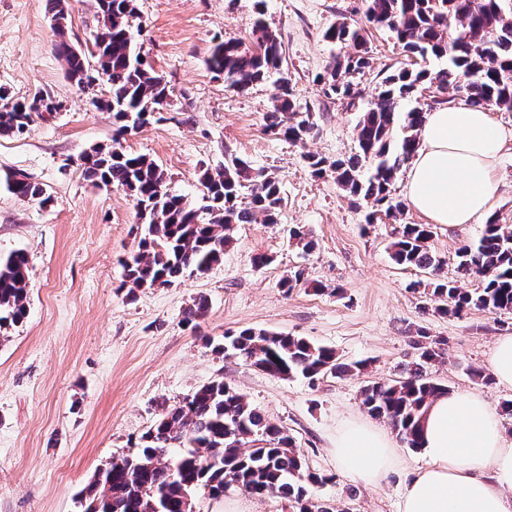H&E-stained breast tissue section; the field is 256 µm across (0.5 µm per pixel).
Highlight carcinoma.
<instances>
[{"instance_id": "carcinoma-1", "label": "carcinoma", "mask_w": 512, "mask_h": 512, "mask_svg": "<svg viewBox=\"0 0 512 512\" xmlns=\"http://www.w3.org/2000/svg\"><path fill=\"white\" fill-rule=\"evenodd\" d=\"M57 22L55 53L67 65V78L86 87L102 76L107 94L95 100L112 113V145L85 152L84 179L96 186L123 190L136 202L141 236L137 250L123 263L120 287L127 294L172 286L188 274H204L220 263L238 224L278 223L284 205L277 178L233 154L224 165L203 171L199 182L205 205L198 206L167 187V173L145 154L126 151L121 139L162 119V105L172 90L163 75L141 58L131 34L135 0H96L102 40L95 51L76 55L69 50L67 0H46ZM366 20L400 45L411 63L386 75L374 99L364 100L355 76L369 68V29L342 20L324 38L354 53L339 54L319 76L325 94L346 101L354 111L357 152L328 161L304 156L312 175L330 171L336 185L354 200L372 204L375 215H403L405 205L392 194L401 168L420 146L426 112L460 99L469 105L512 111V6L507 0H364ZM284 49L278 35L260 17L249 41L213 39L206 66L224 85L245 91L280 71ZM441 61L438 69L427 60ZM63 109L62 101L43 90L15 99L0 89V134L22 135L33 116ZM266 128L297 143L314 129L310 113L300 115L288 79L280 80ZM0 182L19 199L41 205L52 201L46 187L22 173L7 172ZM249 191V201L240 200ZM429 224H404L390 242L392 259L406 268L439 272L442 260L433 255ZM291 237L304 253L316 249L305 227ZM453 260L461 277L477 276L483 287L471 292L454 282L436 281L431 289L435 310L461 317L472 309L512 313V225L489 218L482 235L461 246ZM29 260L26 252L0 256V327L21 322L27 314ZM207 301L200 297L183 311L193 327L204 317ZM417 359L390 382H370L361 390L367 413L385 420L410 448L421 449V422L431 400L448 394L428 368L442 357L438 340L415 341ZM211 351L228 350L273 376L315 380L328 374L363 371L365 364H347L330 348L300 336L265 329L243 328L224 335V342H207ZM333 476L311 472L295 438L260 408L222 380L195 389L182 402L165 406L143 433L136 450L98 470L79 492L83 512H184V500L199 488L213 498L236 487L258 497L285 500L296 512H332L314 499L310 488Z\"/></svg>"}]
</instances>
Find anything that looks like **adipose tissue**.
<instances>
[{
  "instance_id": "ef3b65f1",
  "label": "adipose tissue",
  "mask_w": 512,
  "mask_h": 512,
  "mask_svg": "<svg viewBox=\"0 0 512 512\" xmlns=\"http://www.w3.org/2000/svg\"><path fill=\"white\" fill-rule=\"evenodd\" d=\"M421 146L404 182L409 203L431 223L456 227L486 216L497 190L493 179L505 141L490 112L462 102L426 115ZM424 463L401 496L400 512H512V437L478 394L451 392L436 399L424 421ZM337 469L375 485L394 468L392 441L365 421L336 431Z\"/></svg>"
}]
</instances>
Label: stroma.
<instances>
[{"mask_svg": "<svg viewBox=\"0 0 512 512\" xmlns=\"http://www.w3.org/2000/svg\"><path fill=\"white\" fill-rule=\"evenodd\" d=\"M259 10L283 42V75L298 108L315 118V134L301 143L265 129L275 79L239 92L204 63L214 37L248 40ZM342 17L363 21L362 0H136L135 41L173 93L163 120L127 135L124 148L153 158L171 191L197 201L202 170L235 154L277 177L284 207L278 223L237 225L223 260L205 275L130 296L120 283L122 263L138 242L134 201L89 184L78 166L90 147L112 142L111 114L92 104L106 88L81 89L67 79L45 0H0V87L15 98L45 88L64 105L35 118L26 134L0 137V174L29 175L54 197L43 208L0 185V255L22 249L30 265L27 316L0 334V512H81L78 491L99 468L132 452L162 404H178L218 378L287 428L311 470L334 475L312 495L337 512H398L422 460L421 451L397 443L396 467L371 487L338 474L330 453L342 423L368 418L360 396L365 381L398 378L416 356L418 336L444 341L431 373L449 391L480 394L498 410L512 401V392L470 375L488 371L495 338L512 334V314L436 312L412 287L428 281V272L398 266L388 249L400 224H422L425 216L408 207L401 220L382 215L366 223L367 205L354 204L331 175L312 176L304 163L307 153L333 160L357 150L355 114L317 80L337 53L323 34ZM369 48L371 68L359 80L368 100L384 72L404 59L382 30H372ZM494 115L511 141L494 171L490 213L512 224V111ZM298 224L318 243L311 254L289 238ZM433 231L439 276L456 280L453 256L482 227L437 224ZM256 253L272 263L254 267ZM295 266L306 282L284 290L281 279ZM199 297L207 312L193 328L182 313ZM244 327L301 336L367 368L313 382L283 379L206 348V340ZM194 503L196 512H291L279 498L238 488L217 499L198 489Z\"/></svg>", "mask_w": 512, "mask_h": 512, "instance_id": "obj_1", "label": "stroma"}]
</instances>
